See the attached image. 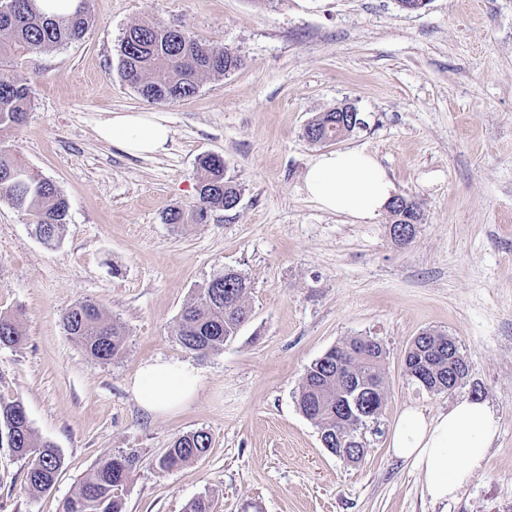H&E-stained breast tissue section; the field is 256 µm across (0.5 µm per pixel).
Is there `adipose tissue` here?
I'll return each instance as SVG.
<instances>
[{
	"label": "adipose tissue",
	"mask_w": 512,
	"mask_h": 512,
	"mask_svg": "<svg viewBox=\"0 0 512 512\" xmlns=\"http://www.w3.org/2000/svg\"><path fill=\"white\" fill-rule=\"evenodd\" d=\"M99 135L129 154L143 156L163 152L171 130L144 112H116L101 124ZM305 186L326 211L361 220L378 214L395 190L375 157L358 148L313 157ZM197 383L188 364L157 361L139 370L131 391L143 408L162 414L189 402ZM497 434L488 405L465 399L434 416L416 407L405 408L392 428L389 446L394 457L423 475L432 500L445 501L474 478Z\"/></svg>",
	"instance_id": "obj_1"
}]
</instances>
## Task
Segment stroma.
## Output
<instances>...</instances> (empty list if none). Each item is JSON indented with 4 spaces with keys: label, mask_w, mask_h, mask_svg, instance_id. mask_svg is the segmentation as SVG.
I'll return each mask as SVG.
<instances>
[{
    "label": "stroma",
    "mask_w": 512,
    "mask_h": 512,
    "mask_svg": "<svg viewBox=\"0 0 512 512\" xmlns=\"http://www.w3.org/2000/svg\"><path fill=\"white\" fill-rule=\"evenodd\" d=\"M84 39L10 65L29 91L18 129L0 133L69 202L62 243L45 248L27 215L0 200V311L26 337L0 347V399L20 401L36 436L59 448L56 485L31 494L25 463L0 447V512H59L101 459L139 464L124 512H512V0H91ZM147 19L240 55L191 98L150 103L118 73L117 49ZM347 102L364 125L335 142L362 148L423 220L397 245L392 216L321 209L305 190L304 128ZM115 112L170 127L164 152L138 157L99 137ZM214 153L241 189L205 224L173 227L196 201L197 164ZM250 284L251 314L222 349L186 352L182 309L216 273ZM96 302L125 351L97 361L63 332V312ZM425 330L455 338L469 374L452 393L408 379L403 355ZM355 337L380 342L387 402L363 429L365 458L340 460L297 408L313 361ZM157 360L189 364L194 399L153 414L130 382ZM480 396L498 434L479 473L443 503L388 444L399 413L436 415ZM202 429L209 453L159 472L174 438Z\"/></svg>",
    "instance_id": "obj_1"
}]
</instances>
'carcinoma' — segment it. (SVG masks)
<instances>
[{
	"label": "carcinoma",
	"mask_w": 512,
	"mask_h": 512,
	"mask_svg": "<svg viewBox=\"0 0 512 512\" xmlns=\"http://www.w3.org/2000/svg\"><path fill=\"white\" fill-rule=\"evenodd\" d=\"M15 2L12 16L0 15V131L19 128L30 108L28 89L16 82L4 63L26 53L78 42L95 23L89 0H77L73 11L59 16L46 12L48 0ZM242 64L241 57L229 50L203 44L179 28L157 22L129 27L119 45L122 79L150 103L192 97L204 77L230 73ZM341 121L357 123L359 114L322 112L307 124L305 136L312 143L333 140ZM239 196V186L224 173V161L203 156L199 159L195 205L187 211L169 209L164 221L175 227L205 224L214 209L235 207ZM0 199L30 216L32 233L41 244L49 249L60 246L68 201L52 180L31 170L5 146L0 147ZM403 202L407 207L392 210L394 223L407 227L411 219L421 220L417 205L406 197ZM249 292L247 280L234 271L214 275L181 311L177 339L182 348L198 354L222 348L249 317ZM61 323L66 335L94 359L108 361L124 348L122 328L106 318L93 301H80L67 309L61 315ZM23 342L18 318L0 311V347H16ZM356 342L358 339L354 338L333 347L312 362L298 387V409L319 427L331 448L364 447L361 429L374 419L372 415L359 418L350 431V440L341 443L336 439V361L344 359L361 373H373L376 383L382 382V345H377L374 359L358 362L350 356V345ZM435 342L446 348L448 336L431 330L421 332L406 349L404 358L414 373L421 369V363L428 362V385L446 388L448 371L467 369L469 365L462 364L465 356L458 348L437 359L429 358L426 351ZM0 447L26 461L25 484L31 493H41L55 485L62 467L61 455L52 443L36 437L27 412L18 401H0ZM210 447V434L204 430L182 434L159 457L157 468L163 473L181 468L204 456ZM137 463V454L126 450L102 459L79 489L63 501L61 512H123L124 491Z\"/></svg>",
	"instance_id": "1"
}]
</instances>
